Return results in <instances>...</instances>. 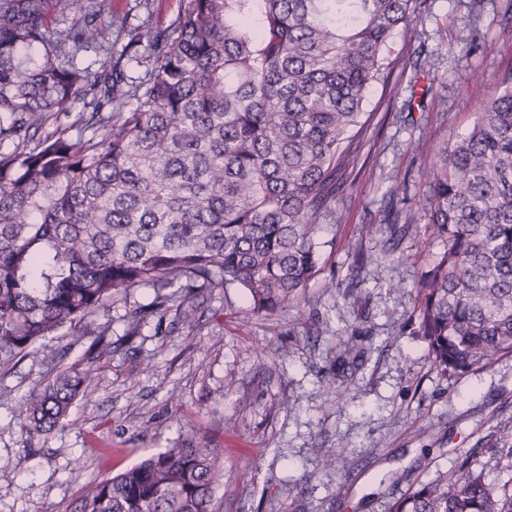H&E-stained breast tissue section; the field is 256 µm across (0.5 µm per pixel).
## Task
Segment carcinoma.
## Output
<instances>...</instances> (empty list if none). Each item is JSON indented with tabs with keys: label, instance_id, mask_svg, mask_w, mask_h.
<instances>
[{
	"label": "carcinoma",
	"instance_id": "carcinoma-1",
	"mask_svg": "<svg viewBox=\"0 0 512 512\" xmlns=\"http://www.w3.org/2000/svg\"><path fill=\"white\" fill-rule=\"evenodd\" d=\"M426 0H182L165 28L108 0H0V354L37 352L133 288L152 313L238 284L252 310L296 307L318 274L316 234L355 161V128L388 79L392 36ZM93 48L109 64L73 58ZM147 66L134 81L126 65ZM472 128L434 154L419 200L442 245L416 286L432 364L512 356V74ZM90 115L71 123L73 101ZM60 370L21 416L48 434L90 395ZM465 461L391 512H512V481ZM224 449L204 439L104 478L76 512H213Z\"/></svg>",
	"mask_w": 512,
	"mask_h": 512
}]
</instances>
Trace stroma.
<instances>
[{
    "mask_svg": "<svg viewBox=\"0 0 512 512\" xmlns=\"http://www.w3.org/2000/svg\"><path fill=\"white\" fill-rule=\"evenodd\" d=\"M512 0H426L387 50L372 87L350 182L317 233L322 266L301 307L254 313L231 285L147 314L137 288L95 317L93 345L66 327L42 352L0 363V512H72L82 495L192 434L224 449L215 512H390L392 503L476 459L488 481L512 478V357L443 373L427 357L415 287L440 243L417 201L434 157L512 74ZM113 13L168 25L179 0H109ZM398 212L405 235L384 225ZM377 225L370 237L362 225ZM91 368L90 398L48 434L22 427L21 405L58 368ZM342 447L335 468L325 449Z\"/></svg>",
    "mask_w": 512,
    "mask_h": 512,
    "instance_id": "1",
    "label": "stroma"
}]
</instances>
